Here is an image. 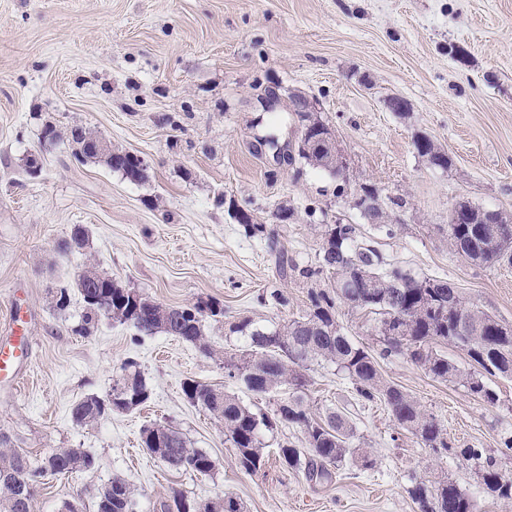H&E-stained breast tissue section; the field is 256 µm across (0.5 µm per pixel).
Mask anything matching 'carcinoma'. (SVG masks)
Masks as SVG:
<instances>
[{
	"mask_svg": "<svg viewBox=\"0 0 512 512\" xmlns=\"http://www.w3.org/2000/svg\"><path fill=\"white\" fill-rule=\"evenodd\" d=\"M43 133L50 134L51 145L68 143L80 161L101 162L136 183L149 181L146 170L138 168L128 152L112 146L105 153L94 152L92 146L100 135L87 126L74 124L61 130L46 123ZM415 151L430 167H450L444 150L427 135L424 143H415ZM448 238L457 251L480 264L493 265L504 258L512 261V217L505 213L497 216L495 224L450 223ZM85 240L84 227L76 225L60 248L80 249ZM325 271L333 277L331 291L311 289L304 317L272 328L242 320L231 328V332L245 338L246 348L239 361L224 360L227 377L254 394L274 392L283 386L291 389L287 397L276 402L272 412H257L238 395L196 380L183 383V393L194 406L224 422V436L248 474L261 470L266 436L274 435L282 426L300 429L304 446L279 445V459L310 482H332L333 475L347 463L363 469L373 466L368 453L353 446L355 427L345 414L329 410L317 415L305 403L306 378L302 369L310 364L335 367L350 379L359 400L383 402L401 428L435 453L448 449L440 423L410 394L384 378L379 360L405 356L436 379L461 383L489 406L495 405L497 398L485 377L512 376V326L462 304L448 282L416 277L388 263L376 248L363 243L354 225H327L318 267L304 269L302 274L313 278ZM76 287L83 298H98L96 303H86L85 324L96 322L110 307L112 319L132 326L139 336L164 333L197 344L207 354L210 348L203 336V321L224 316V308L213 300L207 301L208 313L199 301L161 311L153 300L140 293V304L136 305L125 287L93 267L79 276ZM338 301L379 316L378 352L355 343L343 331L336 317ZM439 343L466 349L479 370L460 371L447 356L433 350V345ZM122 371V384L148 400L150 390L136 363H125ZM137 407V402L119 401L113 389L105 398L89 397L77 402L71 416L75 423L89 425L114 411L128 412ZM141 443L150 455L172 470L207 476L214 469L211 455L188 447L182 433L170 424L144 428ZM461 456L492 492L502 499H512V481H502V470L494 457L476 448L462 449ZM95 464L93 455L77 448H58L34 458L1 436L0 512H31L35 491L46 476H69L90 470ZM409 494L419 512H476L474 501L449 479H416ZM132 506L133 491L119 478L97 492L96 512H133ZM159 509L242 512L241 504L232 496L225 495L219 502L198 500L175 488L159 503Z\"/></svg>",
	"mask_w": 512,
	"mask_h": 512,
	"instance_id": "carcinoma-1",
	"label": "carcinoma"
}]
</instances>
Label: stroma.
<instances>
[{
  "label": "stroma",
  "mask_w": 512,
  "mask_h": 512,
  "mask_svg": "<svg viewBox=\"0 0 512 512\" xmlns=\"http://www.w3.org/2000/svg\"><path fill=\"white\" fill-rule=\"evenodd\" d=\"M296 93L333 130L342 175L299 159ZM394 95L406 112L387 108ZM48 122L88 126L142 156L151 182L78 163L65 143L42 146ZM418 132L448 151L450 168L417 155ZM362 186L387 212L383 225L357 207ZM459 199L512 214V0H0V346L12 339L14 311L30 339L19 385L0 384V434L33 456L79 448L98 461L48 478L32 512H60L68 500L94 512L98 489L115 478L133 490L137 512H155L175 486L199 499L234 496L242 512H418L408 489L425 475L456 481L477 512H512L459 459L477 448L512 474V455L499 453L512 435V377L488 378L498 395L488 406L406 358L382 360L384 377L442 425L450 448L436 454L383 404L359 401L335 367L312 365V411L345 413L375 461L323 485L282 467L272 447L258 473H245L223 423L182 391L189 378L235 390L224 358L244 341L232 325L302 316L309 290L329 288V276L302 275L329 224L356 225L387 262L448 279L467 306L512 325V263H473L448 239ZM230 200L265 233L246 236ZM78 224L83 248L59 249ZM91 267L165 305L220 302L223 318L204 323L210 352L104 317L84 327L75 281ZM274 290L286 305L270 299ZM62 292L69 304L59 311ZM131 359L150 399L76 424L72 406L105 396ZM167 422L210 453V475L172 471L145 451L143 427Z\"/></svg>",
  "instance_id": "stroma-1"
}]
</instances>
